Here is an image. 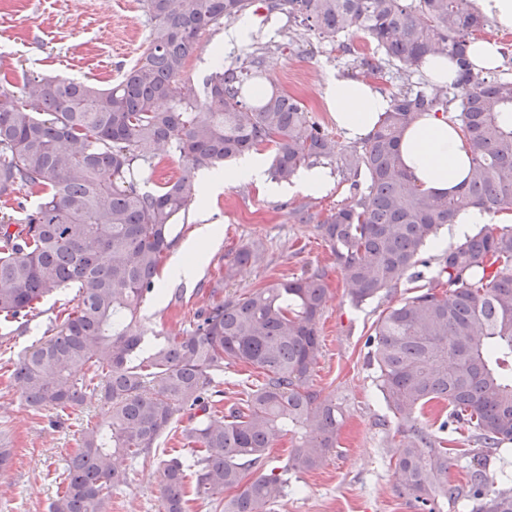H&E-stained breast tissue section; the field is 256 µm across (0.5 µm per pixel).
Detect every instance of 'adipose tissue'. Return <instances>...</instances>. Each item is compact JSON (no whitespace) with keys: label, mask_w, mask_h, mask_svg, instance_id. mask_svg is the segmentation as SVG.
Returning <instances> with one entry per match:
<instances>
[{"label":"adipose tissue","mask_w":512,"mask_h":512,"mask_svg":"<svg viewBox=\"0 0 512 512\" xmlns=\"http://www.w3.org/2000/svg\"><path fill=\"white\" fill-rule=\"evenodd\" d=\"M325 106L345 140L366 138L389 106L388 97L371 82L340 74L330 76ZM400 154L414 184L429 193L457 192L470 172L469 147L457 125L436 112H424L405 129ZM258 157L244 158L224 173L206 172L199 179L202 197L238 181H264Z\"/></svg>","instance_id":"1"}]
</instances>
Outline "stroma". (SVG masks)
Instances as JSON below:
<instances>
[{
	"label": "stroma",
	"mask_w": 512,
	"mask_h": 512,
	"mask_svg": "<svg viewBox=\"0 0 512 512\" xmlns=\"http://www.w3.org/2000/svg\"><path fill=\"white\" fill-rule=\"evenodd\" d=\"M252 33L243 42L225 44L227 25L207 28L199 36L187 73L203 83L211 72L209 52L220 48L226 61L243 59L257 46L268 45L272 54L264 76L279 89L302 99L314 121L338 138L341 153L352 145L341 140L324 104L325 82L331 74L361 77L351 54L321 40L286 16L267 14L255 0L245 16ZM149 24L141 0H0V84L21 85L28 75H61L78 81L107 85L118 79L148 46ZM335 178L326 195L271 193L267 183L240 181L224 187L204 209L188 203L172 227L170 254L211 223L216 238L197 276L175 280L169 265H162L154 291L141 306L139 326L146 338L183 336L195 328L196 314L228 295H241L278 278L301 276L314 266L327 271L326 303L318 320L321 354L310 378L321 398L341 406L343 419L338 444L317 470L284 473L292 443L283 439L268 454L265 473L286 474L284 498L271 512H420L415 502L399 493L393 453L401 434L397 418L376 387L367 360L365 342L372 325L389 301L412 295L415 281L406 279L391 295L353 306L347 296L339 265L316 230V220L348 204L354 180L340 164L329 162ZM296 208L313 214L310 223L291 216ZM244 245L257 250L255 262L224 271ZM74 290L44 298L28 324L0 318V444L11 448L12 466L0 472V512H49L56 496L55 478L79 445L87 423L98 421L102 405L91 398L73 411L62 425H54L48 411H35L22 395L13 376L19 354L43 340ZM223 396L217 415L244 392L263 380L252 367L225 365L219 374ZM191 412L176 415L170 429L149 455L121 457L118 467L128 474L125 484L112 492V512H164L157 468L162 459L182 450V432L191 426Z\"/></svg>",
	"instance_id": "stroma-1"
}]
</instances>
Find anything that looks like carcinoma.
Instances as JSON below:
<instances>
[{
	"mask_svg": "<svg viewBox=\"0 0 512 512\" xmlns=\"http://www.w3.org/2000/svg\"><path fill=\"white\" fill-rule=\"evenodd\" d=\"M265 2L268 13L329 43L363 33L371 50L354 62L373 75L391 64L406 81L373 134L340 158L365 174V185L353 182V201L317 225L354 306L395 290L460 210H512V127L500 121L512 106V76L468 62L474 33L490 23L472 0ZM252 3L142 0L149 47L111 87L40 76L16 91L0 87V204L22 191L37 198L22 223L0 224V315L27 317L44 297L76 289L56 332L21 354L13 375L37 411L74 410L88 394L104 407L59 475L51 512H109L112 489L127 482L113 457L149 454L184 410L195 417L184 430L195 494L217 512H270L286 481L262 470L284 437L294 441L287 472L320 468L336 447L340 410L308 385L320 354L324 269L227 296L201 311L186 336L148 342L137 327L171 226L194 194L195 170L271 145L268 174L288 182L301 167L336 158V140L301 99L256 92L265 55L220 64L201 87L187 76L200 34L240 19ZM433 55L456 61V77L412 81ZM429 111L452 113L469 142L470 176L452 195L419 189L401 162L404 130ZM164 144L182 174L145 190L137 174L161 163ZM256 258L241 247L225 277ZM368 346L377 388L403 422L394 452L401 490L428 512H441V499L465 501L471 512H512V476L488 472L512 443V225L485 224L448 250L432 282L380 313ZM226 362L251 366L264 381L218 418L212 388ZM433 401L448 406L442 427H465L474 438L476 447L460 450L469 458L463 483L448 480L450 449L416 423ZM158 472L164 512H185V460L164 459Z\"/></svg>",
	"mask_w": 512,
	"mask_h": 512,
	"instance_id": "carcinoma-1",
	"label": "carcinoma"
}]
</instances>
